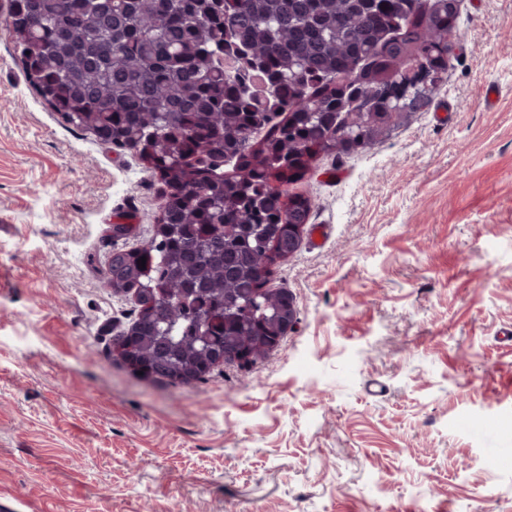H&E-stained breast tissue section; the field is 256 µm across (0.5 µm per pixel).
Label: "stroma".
<instances>
[{"label":"stroma","mask_w":512,"mask_h":512,"mask_svg":"<svg viewBox=\"0 0 512 512\" xmlns=\"http://www.w3.org/2000/svg\"><path fill=\"white\" fill-rule=\"evenodd\" d=\"M6 14L0 512H512V0H462L430 107L289 185L296 325L188 386L112 357L110 228L142 246L164 185L53 112Z\"/></svg>","instance_id":"35a3bbf8"}]
</instances>
